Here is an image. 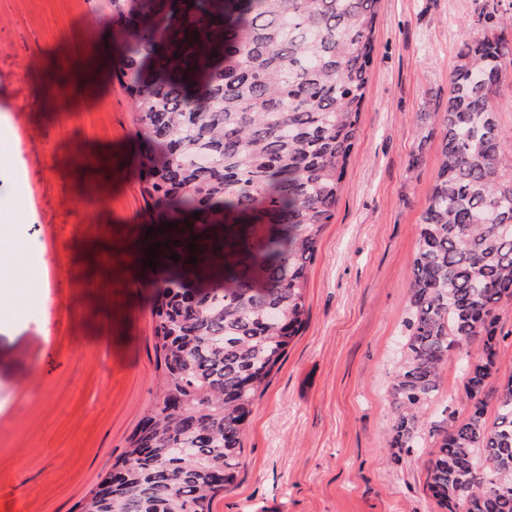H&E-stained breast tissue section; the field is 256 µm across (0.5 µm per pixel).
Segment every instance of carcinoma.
Listing matches in <instances>:
<instances>
[{
    "instance_id": "carcinoma-1",
    "label": "carcinoma",
    "mask_w": 512,
    "mask_h": 512,
    "mask_svg": "<svg viewBox=\"0 0 512 512\" xmlns=\"http://www.w3.org/2000/svg\"><path fill=\"white\" fill-rule=\"evenodd\" d=\"M378 2L112 0L129 39L106 61L131 99L142 192L158 207L139 246L171 245L149 284L155 398L77 512H212L237 482L248 418L308 315L307 270L359 137ZM483 23L463 37L434 113L438 168L389 392L388 448H412L452 353L476 344L461 367L473 407L441 429L427 468L447 512H512V376L494 382L495 312L512 300V135L494 94L512 40L496 14Z\"/></svg>"
}]
</instances>
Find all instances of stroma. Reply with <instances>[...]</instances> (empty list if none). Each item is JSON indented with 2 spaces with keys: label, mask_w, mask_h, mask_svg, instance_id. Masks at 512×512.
I'll list each match as a JSON object with an SVG mask.
<instances>
[{
  "label": "stroma",
  "mask_w": 512,
  "mask_h": 512,
  "mask_svg": "<svg viewBox=\"0 0 512 512\" xmlns=\"http://www.w3.org/2000/svg\"><path fill=\"white\" fill-rule=\"evenodd\" d=\"M512 0H379L360 135L308 269L307 322L253 410L237 485L213 512H441L439 444L392 456L388 390L439 137L411 167L417 116L442 111L463 36ZM125 34L110 0H0V209L20 207L45 295L0 322V512H74L155 396L154 272L133 240L157 218L140 192L131 102L95 45ZM428 410L464 417L456 359Z\"/></svg>",
  "instance_id": "35a3bbf8"
}]
</instances>
